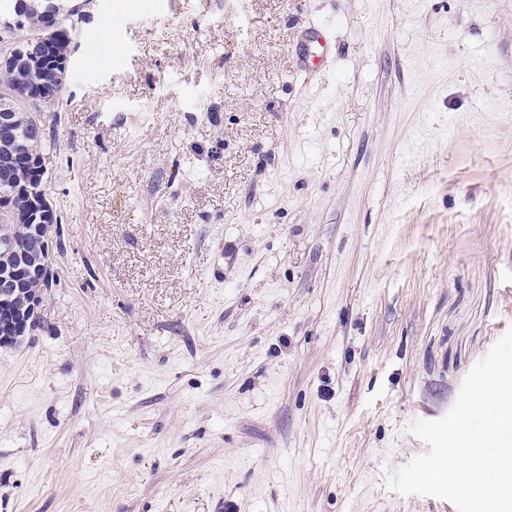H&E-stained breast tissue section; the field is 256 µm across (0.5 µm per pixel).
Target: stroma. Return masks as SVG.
Here are the masks:
<instances>
[{
	"instance_id": "35a3bbf8",
	"label": "stroma",
	"mask_w": 512,
	"mask_h": 512,
	"mask_svg": "<svg viewBox=\"0 0 512 512\" xmlns=\"http://www.w3.org/2000/svg\"><path fill=\"white\" fill-rule=\"evenodd\" d=\"M70 2L0 512H452L386 480L512 328V0ZM62 9L59 13V35L61 37L62 45L57 47L58 55H61L66 50V45L71 44V46H75V36L77 32V24L72 18L75 16L72 10H68L66 13L63 12ZM41 226H34L27 230L28 241L30 244V248L35 250H42L47 253V261L43 268L38 271V274L41 275L42 279L46 281H40L38 279H33L28 282L27 289L23 292L28 294L31 297H34L36 294L40 293L43 288H49L48 280L52 278L51 273V265H52V253H51V241L55 240L57 236H60V225L53 224L50 229V234H44L45 224H35Z\"/></svg>"
}]
</instances>
